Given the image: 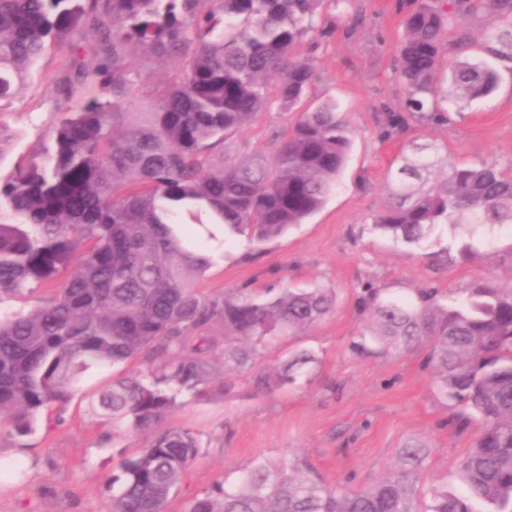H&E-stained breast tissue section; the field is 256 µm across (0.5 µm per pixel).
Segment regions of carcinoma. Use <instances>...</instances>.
Segmentation results:
<instances>
[{
    "instance_id": "1",
    "label": "carcinoma",
    "mask_w": 512,
    "mask_h": 512,
    "mask_svg": "<svg viewBox=\"0 0 512 512\" xmlns=\"http://www.w3.org/2000/svg\"><path fill=\"white\" fill-rule=\"evenodd\" d=\"M344 0H0V110L18 96L50 45L71 52L58 88L68 97L97 82L105 100H75L40 162L18 160L0 173V298L22 295L65 273L49 300L27 312L0 311V427L26 436L41 410L68 402L87 373L145 356L154 367L90 390L91 410L112 437L148 432L184 393L206 394L209 347L192 329L215 311L197 282L228 239L259 250L318 212L336 190L352 131L336 104L302 107L270 160L228 164L213 149L249 126L277 99L303 103L313 78L300 47L323 9ZM496 24L473 41L466 19ZM93 36L95 67L73 37ZM450 92L439 95L438 63L450 49ZM143 68L156 58L180 66L179 80L145 107L125 111L133 92L129 50ZM512 64V0H422L406 16L397 75L406 98L387 112L382 134H403L412 119L441 127L462 102L489 95L493 61ZM17 135L0 121V166ZM433 167L417 147L397 170L396 202L373 227L396 242L420 244L440 225L493 230L512 224V172L486 162L452 164L427 189ZM335 299L320 288L262 297H224V370L251 367L255 344L305 330ZM358 307L376 317L371 334L394 353L424 350L436 388L455 409L450 425L480 431L459 460L456 487L434 484L418 503L428 451L401 449L404 465L350 492L328 485L301 459L253 463L236 484H216L190 512H512V288L488 281L450 300L437 287L417 303L381 302L368 286ZM313 354L258 371L273 390L296 381ZM199 452L196 435L173 428L124 458L112 483V512H163Z\"/></svg>"
}]
</instances>
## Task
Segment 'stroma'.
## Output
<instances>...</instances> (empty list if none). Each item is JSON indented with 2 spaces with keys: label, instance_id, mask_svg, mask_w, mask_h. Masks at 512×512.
<instances>
[{
  "label": "stroma",
  "instance_id": "1",
  "mask_svg": "<svg viewBox=\"0 0 512 512\" xmlns=\"http://www.w3.org/2000/svg\"><path fill=\"white\" fill-rule=\"evenodd\" d=\"M420 0H344L317 20L326 37L306 38L302 50L313 61L310 104L335 101L353 131L346 168L335 192L305 224L249 255L245 241L226 243L218 261L199 283L215 305L239 289L280 290L293 284L331 290L329 314L296 336L258 345L252 369L225 373L224 322L212 316L197 335L210 344L213 379L207 397L182 394L176 409L153 427L192 430L199 453L183 476L165 512H189L193 500L216 483L235 481L259 458H302L329 484L358 491L400 466L409 441L429 447L426 469L436 480L454 476L457 461L473 435L448 428L449 403L422 366L423 353L400 355L382 346L359 354L351 343L374 318L360 312L366 285L387 299L414 301L420 289L448 292L490 279L512 287V226L480 239L476 252L460 257L464 228L440 227L421 246L395 243L374 230V217L393 201L392 182L403 156L426 144L436 160L426 184L443 179L452 163L487 162L512 166V70L495 63L498 82L487 97L465 104L452 123L438 128L411 121L400 136L381 137L384 113L399 110L404 86L396 73L404 36L405 10ZM65 51L49 47L21 94L0 113L21 138L9 162L41 160L55 126L73 107L57 84L67 70ZM296 118L295 111L271 103L247 128L229 135L225 158L272 159ZM308 348L317 360L298 384L271 393L253 387L252 373ZM231 393L218 391L223 380ZM149 435L114 439L112 429L87 410L82 395L43 409L32 434L0 430V457L27 452L25 474L0 473V512H112V477L120 461L147 444Z\"/></svg>",
  "mask_w": 512,
  "mask_h": 512
}]
</instances>
